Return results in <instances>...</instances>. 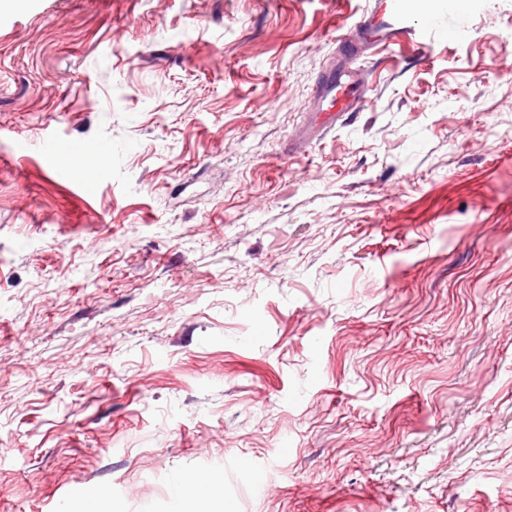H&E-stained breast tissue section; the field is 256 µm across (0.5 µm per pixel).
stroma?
Masks as SVG:
<instances>
[{"mask_svg":"<svg viewBox=\"0 0 512 512\" xmlns=\"http://www.w3.org/2000/svg\"><path fill=\"white\" fill-rule=\"evenodd\" d=\"M372 2L0 9V512H512V0L303 142ZM180 483L177 490L175 478L171 479V486L177 491L175 500L179 512H185L183 508L187 501L194 499L202 501L205 505L203 512H229V507L224 503L223 478L220 475H208L201 478L195 472H181L176 475Z\"/></svg>","mask_w":512,"mask_h":512,"instance_id":"1","label":"stroma"}]
</instances>
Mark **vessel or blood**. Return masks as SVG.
Returning a JSON list of instances; mask_svg holds the SVG:
<instances>
[{
  "label": "vessel or blood",
  "mask_w": 512,
  "mask_h": 512,
  "mask_svg": "<svg viewBox=\"0 0 512 512\" xmlns=\"http://www.w3.org/2000/svg\"><path fill=\"white\" fill-rule=\"evenodd\" d=\"M467 34L463 18H422L406 0H374L371 10L351 30L336 38L342 64L330 69L317 85L311 102L315 127L328 129L339 116L365 104L368 86L356 76L357 64L365 51L398 46L421 54L445 37L462 40Z\"/></svg>",
  "instance_id": "vessel-or-blood-1"
}]
</instances>
